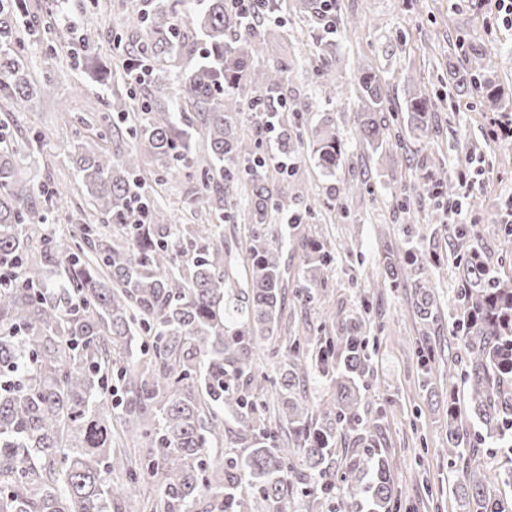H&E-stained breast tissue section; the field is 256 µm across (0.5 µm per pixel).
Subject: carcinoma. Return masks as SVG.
Returning <instances> with one entry per match:
<instances>
[{"label":"carcinoma","mask_w":512,"mask_h":512,"mask_svg":"<svg viewBox=\"0 0 512 512\" xmlns=\"http://www.w3.org/2000/svg\"><path fill=\"white\" fill-rule=\"evenodd\" d=\"M181 0H157L142 18L138 49L126 51L111 32L122 71L148 69V89L137 82H111L96 66L94 39L82 46L84 79L75 85L111 89L112 110L122 125L99 133L115 143L96 150L72 145L82 190L95 211L56 236L69 223L70 192L46 189V205L32 203L22 178L26 161L47 145L42 130L16 132L17 114L36 96L54 94L52 76L29 72V33L20 24L24 0L0 8V258L16 271L0 279V512H112L148 479L158 492L137 512H288L289 492L302 495L305 512L322 499L343 495L347 512H397L393 474L399 465L386 447L382 415L366 400L372 355L365 314L341 321L334 336H304L282 353L267 341L285 310L288 235L267 225L288 220V185L272 189L266 160L240 161L245 141L240 90L249 87L259 122L276 134L280 153L296 151L293 133L280 116L287 67L254 66L262 53L258 28L277 0H258L252 17L229 10L225 0H201L179 17ZM203 38L198 54L186 29ZM364 99L360 137L382 140L383 94L378 76L358 79ZM436 105L422 91L408 92L411 132L423 133ZM200 126L207 157L193 151ZM130 139L138 150L121 149ZM312 153L328 175L336 174L344 149L331 119L312 130ZM164 177L183 176L200 186L217 216L224 198L242 187L251 229L237 251L210 242L209 224H173L143 191L142 157ZM115 224L114 237L103 226ZM289 228L305 252L309 282L322 281L333 254L318 240ZM459 274V313L448 325L463 365L445 360L437 336L443 318L423 271L443 261L435 249L404 233L389 250L384 282L412 283L422 323L417 348L423 381L448 365V378L464 379L460 405L448 392V461L455 492L467 512H512L482 479L483 449L512 448V276L496 271L467 224L445 229ZM149 354L134 360L132 343ZM279 359L273 406L250 387L262 358ZM126 390L121 429L145 438L152 456L131 457L116 449L108 379ZM316 381L332 391L309 399ZM239 425L243 455L226 454L200 483L203 457L224 443V411ZM211 495L198 509L200 492Z\"/></svg>","instance_id":"carcinoma-1"}]
</instances>
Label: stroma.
Listing matches in <instances>:
<instances>
[{
  "mask_svg": "<svg viewBox=\"0 0 512 512\" xmlns=\"http://www.w3.org/2000/svg\"><path fill=\"white\" fill-rule=\"evenodd\" d=\"M45 0H28L22 18L31 28L32 72L51 73L55 96L35 100L21 115L25 128L44 130L49 142L34 155L26 179L32 188L61 180L68 184L73 207H86L78 185L71 146L75 131L86 142L96 143V129L107 113L106 90L94 87L77 95L82 78L80 39L91 28L106 30L123 23L129 47L140 41V30L129 23L151 9L150 0H69L54 20L58 32L52 44L40 37L49 20ZM91 25H84V18ZM336 19H353L351 31L335 36L323 26L310 24L305 14L289 10L266 20L270 31L285 29L264 56L263 65L283 64L289 69L282 94L287 104L283 117L295 135L310 140L311 131L331 118L344 144L345 158L335 176L328 177L312 159L309 148L289 155L287 168H279L280 154L271 134L249 137L248 152L267 159L269 182L287 181L299 196L294 211L304 215L307 236L324 242L335 260L318 285L314 300L300 290L307 282L303 252L298 243L287 245L288 265L285 312L277 331V345L299 336H314L320 322L367 310L369 336L375 342L374 372L366 392L371 412L384 416L385 439L401 465L393 476L401 497L400 512H463V501L454 490L446 447L445 375L431 385L421 383L415 351L420 324L410 283L393 287L380 284L388 246L400 241L406 225L421 237L433 238L439 249L447 239L433 235V219L446 224H467L477 233L492 266L512 275V249L503 246L498 232L505 206L512 202V142L493 141L490 120L512 113V31L484 24L469 0H336ZM488 54L487 69L475 67V51ZM335 53L342 83L333 100L321 91L316 69L319 57ZM373 69L385 88L388 103L382 114L386 126L383 149L375 151L358 135L363 103L357 92L361 70ZM470 73L475 84L465 95L453 89L451 72ZM429 95L437 110L425 137L405 130L404 102L409 90ZM455 179L469 171L473 184L455 199L438 196L429 180L430 168ZM146 187L158 205L166 207L184 224H215V239L243 243L247 233L248 205L242 194L231 197L223 224L201 199L188 179L157 178L156 163H149ZM360 183L354 196H333L331 186ZM486 483L492 495L512 498V451H485Z\"/></svg>",
  "mask_w": 512,
  "mask_h": 512,
  "instance_id": "stroma-1",
  "label": "stroma"
}]
</instances>
